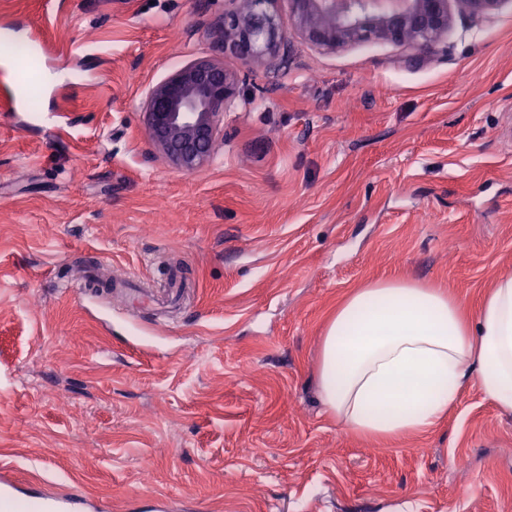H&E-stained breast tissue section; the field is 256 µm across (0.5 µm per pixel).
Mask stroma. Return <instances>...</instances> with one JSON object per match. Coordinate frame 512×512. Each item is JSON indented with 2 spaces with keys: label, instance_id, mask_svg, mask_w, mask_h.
Returning a JSON list of instances; mask_svg holds the SVG:
<instances>
[{
  "label": "stroma",
  "instance_id": "35a3bbf8",
  "mask_svg": "<svg viewBox=\"0 0 512 512\" xmlns=\"http://www.w3.org/2000/svg\"><path fill=\"white\" fill-rule=\"evenodd\" d=\"M288 51L244 74L213 159L147 141L148 88L214 52L224 0H0L53 82L0 69V469L81 512H512V415L473 385L425 432L355 435L317 391L354 289L416 281L475 315L512 275V6L425 53ZM180 307L83 290L90 265ZM150 460V474L141 463Z\"/></svg>",
  "mask_w": 512,
  "mask_h": 512
}]
</instances>
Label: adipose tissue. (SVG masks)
Masks as SVG:
<instances>
[{"mask_svg": "<svg viewBox=\"0 0 512 512\" xmlns=\"http://www.w3.org/2000/svg\"><path fill=\"white\" fill-rule=\"evenodd\" d=\"M319 396L337 422L369 437L434 426L476 382L512 413V276L489 290L475 322L460 301L412 281H373L350 294L321 339Z\"/></svg>", "mask_w": 512, "mask_h": 512, "instance_id": "adipose-tissue-1", "label": "adipose tissue"}]
</instances>
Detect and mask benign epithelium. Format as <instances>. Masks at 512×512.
<instances>
[{
    "label": "benign epithelium",
    "instance_id": "benign-epithelium-1",
    "mask_svg": "<svg viewBox=\"0 0 512 512\" xmlns=\"http://www.w3.org/2000/svg\"><path fill=\"white\" fill-rule=\"evenodd\" d=\"M512 0H290L298 34L325 50L387 42L422 53L448 32L449 3L463 16L486 15ZM278 0H224L211 35L219 55L195 59L151 86L144 128L153 149L172 168L193 173L224 138V111L240 97L239 75L224 67L230 51L248 67L261 66L288 47L277 21Z\"/></svg>",
    "mask_w": 512,
    "mask_h": 512
}]
</instances>
